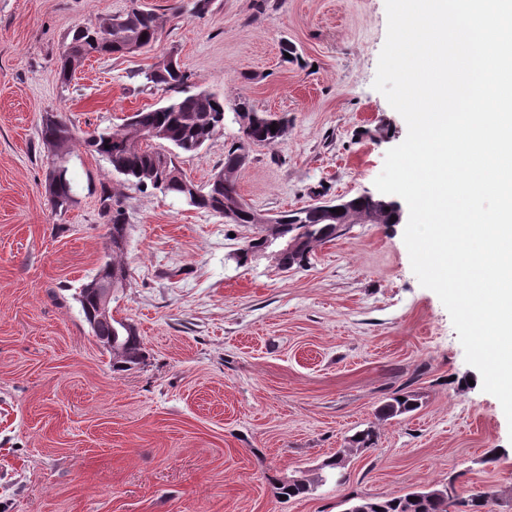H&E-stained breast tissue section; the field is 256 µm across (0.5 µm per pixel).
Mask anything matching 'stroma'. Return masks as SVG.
<instances>
[{
    "mask_svg": "<svg viewBox=\"0 0 512 512\" xmlns=\"http://www.w3.org/2000/svg\"><path fill=\"white\" fill-rule=\"evenodd\" d=\"M155 9L151 50L96 55L70 82L57 59L77 25ZM0 0V512H345L350 497L445 487L512 512V425L471 385L450 315L422 287L404 224H354L306 264L279 270L238 252L260 225L227 224L156 190L120 185L129 276L112 299L144 362L122 374L74 294L109 244V164L78 148L75 203L43 188L45 113L116 127L159 106L138 73L174 53L224 128L177 163L206 186L241 135L232 110L287 117L288 133L240 170L242 201L268 215L376 194L407 124L374 89L385 0ZM297 59L283 62L282 42ZM416 410L384 418L394 396ZM371 428L373 446L349 450ZM341 458L342 484L280 499L277 481Z\"/></svg>",
    "mask_w": 512,
    "mask_h": 512,
    "instance_id": "1",
    "label": "stroma"
}]
</instances>
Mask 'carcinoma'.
<instances>
[{"label":"carcinoma","instance_id":"cac0c4a2","mask_svg":"<svg viewBox=\"0 0 512 512\" xmlns=\"http://www.w3.org/2000/svg\"><path fill=\"white\" fill-rule=\"evenodd\" d=\"M163 22L153 10L139 5L126 14L108 16L76 27L68 36L59 58V76L66 81L92 54L111 53V44L123 48L128 43L152 46L161 35ZM144 83L162 87L172 93L162 105L139 110L132 115L134 122H124L116 129L96 128L79 134L62 116L48 113L43 116L41 140L50 155L63 169L62 181L50 193L49 202L54 211L67 212L74 203L66 157L75 148L95 154L110 165L112 172L124 177L139 188H154L165 195H173L190 207L224 215L231 224H257L260 212L242 202L237 190V175L244 163L240 158L242 141L249 146H273L286 135L287 125L281 119L259 115L258 122L243 131L240 141L224 152V166L210 179L206 187L196 191L185 188L193 184L180 172L176 158L180 154H193L200 148V138L212 114H225L224 99L206 90L188 91L191 75L177 68L166 70L157 76L140 72ZM276 129H270V126ZM157 129L160 136H151ZM101 214L109 224L110 253L90 281L85 283L77 296L85 321L92 324L99 300L98 286L110 280L120 281L124 287L127 265L124 259L127 219L124 197L117 189L106 186L101 189ZM397 203L383 205L379 199L357 196L349 199L348 209L328 215L305 206L279 214L278 233L293 243V247L280 253L279 264L284 267H300L308 261L314 249L340 235L338 227L348 224H393L397 216ZM93 336L112 354V371L124 372L140 364L144 348L139 336L123 321L111 319L106 327L91 328ZM416 404L409 395L393 398L382 405L379 412L388 417L412 411ZM338 460L324 462L320 471L312 475L302 474L292 480H282L276 485V494L286 498L305 496L322 482V472L337 469ZM415 500H409V497ZM356 503L370 505V512H449L448 489H430L409 495L390 498L356 499Z\"/></svg>","mask_w":512,"mask_h":512}]
</instances>
